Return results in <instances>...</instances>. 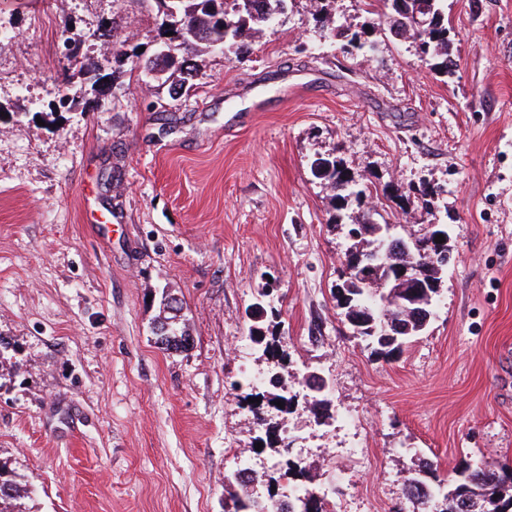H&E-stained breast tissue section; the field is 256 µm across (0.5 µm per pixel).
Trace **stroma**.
<instances>
[{"mask_svg": "<svg viewBox=\"0 0 512 512\" xmlns=\"http://www.w3.org/2000/svg\"><path fill=\"white\" fill-rule=\"evenodd\" d=\"M445 5L451 75L382 15L372 57L346 55L291 0L249 53L197 47L172 98L132 61L157 31L145 0H0V460L30 512H224L245 459L266 488L274 454L238 386L278 367L249 338L258 302L287 338L290 454L328 512H407L422 459L444 479L512 468V0ZM73 43L112 94L65 112ZM328 156L402 235L450 233L434 314L391 359L336 302L367 207L336 210L311 172ZM409 185L437 206L398 199ZM165 292L181 352L152 334ZM311 371L326 426L295 383Z\"/></svg>", "mask_w": 512, "mask_h": 512, "instance_id": "stroma-1", "label": "stroma"}]
</instances>
